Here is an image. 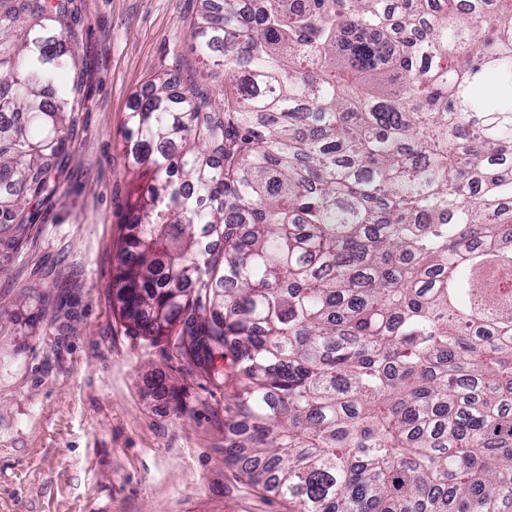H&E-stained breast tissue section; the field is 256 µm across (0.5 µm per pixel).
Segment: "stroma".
<instances>
[{
  "instance_id": "obj_1",
  "label": "stroma",
  "mask_w": 512,
  "mask_h": 512,
  "mask_svg": "<svg viewBox=\"0 0 512 512\" xmlns=\"http://www.w3.org/2000/svg\"><path fill=\"white\" fill-rule=\"evenodd\" d=\"M73 154L0 253V512H290L225 458L224 392L126 336L110 285L131 219L123 120L149 80L224 96L188 25L200 0H77ZM176 389L160 397L156 377Z\"/></svg>"
}]
</instances>
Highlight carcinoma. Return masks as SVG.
<instances>
[{
	"instance_id": "1",
	"label": "carcinoma",
	"mask_w": 512,
	"mask_h": 512,
	"mask_svg": "<svg viewBox=\"0 0 512 512\" xmlns=\"http://www.w3.org/2000/svg\"><path fill=\"white\" fill-rule=\"evenodd\" d=\"M77 0H0V247L55 189ZM224 98L157 77L113 310L231 382L227 456L293 512H512V0H202Z\"/></svg>"
}]
</instances>
